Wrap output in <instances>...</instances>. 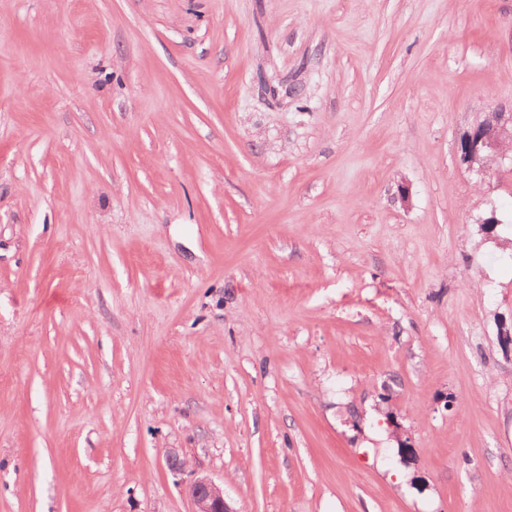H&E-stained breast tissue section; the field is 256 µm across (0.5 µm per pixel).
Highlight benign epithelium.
Here are the masks:
<instances>
[{"label":"benign epithelium","instance_id":"benign-epithelium-1","mask_svg":"<svg viewBox=\"0 0 512 512\" xmlns=\"http://www.w3.org/2000/svg\"><path fill=\"white\" fill-rule=\"evenodd\" d=\"M511 144L512 113L494 110L463 133L459 158L469 172L482 180L489 171V160L504 155L505 147ZM189 494L194 512H233L224 500V489L207 476L196 478Z\"/></svg>","mask_w":512,"mask_h":512}]
</instances>
